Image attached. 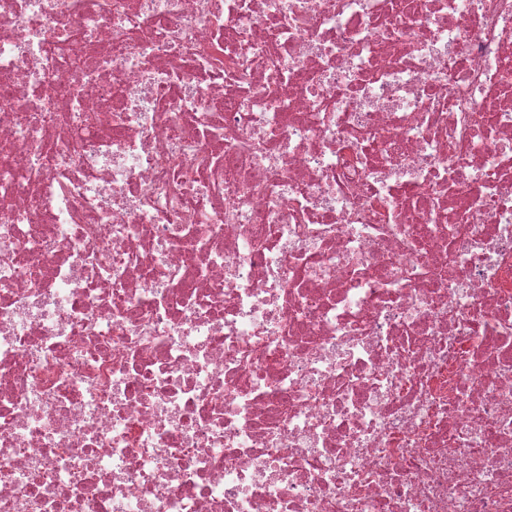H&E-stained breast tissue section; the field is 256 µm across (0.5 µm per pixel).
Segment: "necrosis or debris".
<instances>
[{"instance_id": "4bbe7bcc", "label": "necrosis or debris", "mask_w": 512, "mask_h": 512, "mask_svg": "<svg viewBox=\"0 0 512 512\" xmlns=\"http://www.w3.org/2000/svg\"><path fill=\"white\" fill-rule=\"evenodd\" d=\"M0 512H512V0H0Z\"/></svg>"}]
</instances>
